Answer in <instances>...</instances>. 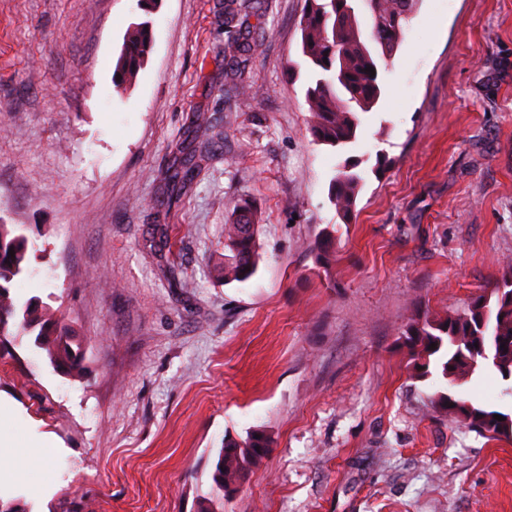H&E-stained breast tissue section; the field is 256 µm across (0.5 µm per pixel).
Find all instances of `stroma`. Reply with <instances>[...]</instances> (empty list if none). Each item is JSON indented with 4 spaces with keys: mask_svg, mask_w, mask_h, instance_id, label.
I'll use <instances>...</instances> for the list:
<instances>
[{
    "mask_svg": "<svg viewBox=\"0 0 512 512\" xmlns=\"http://www.w3.org/2000/svg\"><path fill=\"white\" fill-rule=\"evenodd\" d=\"M304 7L262 0L233 73L224 0L147 17L136 0H0V221L39 247L14 291L62 309L87 367L71 380L27 342L0 362V397L61 450L31 512H196L225 437L255 429L272 445L224 512H512V440L434 413L447 382L415 377L403 336L512 260V0H419L362 117L347 224L329 196L345 154L309 129ZM146 19L153 50L116 91L124 34ZM188 137L209 157L173 203ZM245 200L261 260L227 285L224 224ZM326 228L327 275L310 250ZM506 386L485 371L464 389L508 411Z\"/></svg>",
    "mask_w": 512,
    "mask_h": 512,
    "instance_id": "obj_1",
    "label": "stroma"
}]
</instances>
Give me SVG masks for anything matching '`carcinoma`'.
Returning <instances> with one entry per match:
<instances>
[{
	"instance_id": "obj_1",
	"label": "carcinoma",
	"mask_w": 512,
	"mask_h": 512,
	"mask_svg": "<svg viewBox=\"0 0 512 512\" xmlns=\"http://www.w3.org/2000/svg\"><path fill=\"white\" fill-rule=\"evenodd\" d=\"M342 2L306 0L310 10L303 12L300 30L302 54L312 73L306 90L311 134L322 145L348 151L357 145L360 115L372 111L384 95L382 71L402 41L417 0H366L365 10L353 14L343 10ZM259 4L260 0H228L224 5V29L231 38L230 44L242 55L251 50L249 32L243 24ZM151 48L150 22L131 24L112 71V83L117 89L124 90L132 84ZM368 67L374 68L375 73L366 71ZM208 152L207 147L200 146L185 154L168 177L171 193L179 196L190 189ZM356 167L352 160H345L329 186L336 215L346 223L354 214L362 188L363 178ZM258 235V211L245 202L224 225V283L244 282L257 273ZM332 246V233L325 230L311 247L316 263L326 274L332 265ZM37 252L36 244L18 232L15 225L0 223V336L13 347L28 339L34 349L45 354L55 371L74 380L82 379L86 374L82 343L65 323L64 315L37 299L22 301L12 292V283L29 272ZM501 288L512 290V263L505 266L490 293L477 297L487 301L484 310L476 311L468 305L445 316L427 310L418 312L409 319L403 333L416 376L424 378L435 370L450 388H456L454 392L439 391L430 396L434 412L449 415L450 399L466 405V418L457 421V425L488 440L494 436L485 434L478 420L496 414L512 418V413L471 400L459 387L484 370H493L502 377L512 375V302L499 303ZM432 343L436 347L431 349ZM476 343L494 346L496 361L474 363L472 349ZM269 446V437L261 431H252L244 439L224 438L212 462L210 491L198 497L196 512H221L219 505L224 503V496L236 490Z\"/></svg>"
}]
</instances>
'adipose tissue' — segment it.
Returning a JSON list of instances; mask_svg holds the SVG:
<instances>
[{"label": "adipose tissue", "mask_w": 512, "mask_h": 512, "mask_svg": "<svg viewBox=\"0 0 512 512\" xmlns=\"http://www.w3.org/2000/svg\"><path fill=\"white\" fill-rule=\"evenodd\" d=\"M57 447L44 435L23 430L10 407H0V486L39 492L57 475Z\"/></svg>", "instance_id": "1"}]
</instances>
